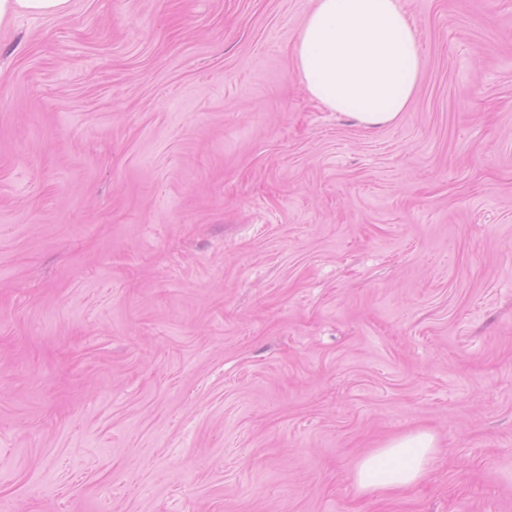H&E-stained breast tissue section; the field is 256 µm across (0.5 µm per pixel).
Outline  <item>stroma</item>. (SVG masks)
Here are the masks:
<instances>
[{
	"label": "stroma",
	"instance_id": "stroma-1",
	"mask_svg": "<svg viewBox=\"0 0 512 512\" xmlns=\"http://www.w3.org/2000/svg\"><path fill=\"white\" fill-rule=\"evenodd\" d=\"M402 4L375 129L294 72L314 0L0 28V512H512V0ZM438 448V439L426 430L411 431L390 439L354 465V485L358 492L371 496L406 490L423 478Z\"/></svg>",
	"mask_w": 512,
	"mask_h": 512
}]
</instances>
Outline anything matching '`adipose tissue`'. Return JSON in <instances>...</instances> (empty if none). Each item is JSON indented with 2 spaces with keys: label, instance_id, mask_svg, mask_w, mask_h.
<instances>
[{
  "label": "adipose tissue",
  "instance_id": "1",
  "mask_svg": "<svg viewBox=\"0 0 512 512\" xmlns=\"http://www.w3.org/2000/svg\"><path fill=\"white\" fill-rule=\"evenodd\" d=\"M293 61L311 98L368 128L407 111L423 74L418 30L401 0H315ZM438 448L426 430L390 439L354 465V485L371 496L406 490L423 478Z\"/></svg>",
  "mask_w": 512,
  "mask_h": 512
}]
</instances>
